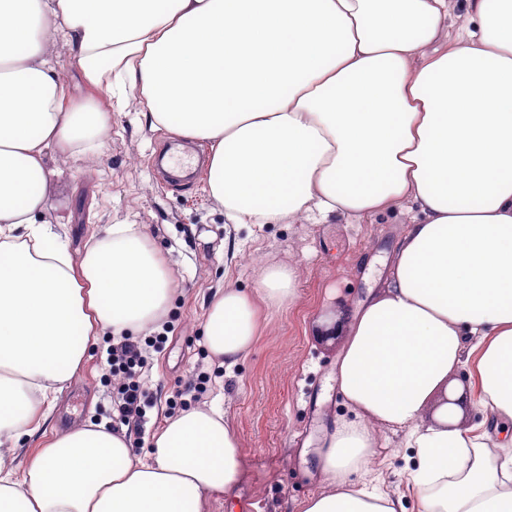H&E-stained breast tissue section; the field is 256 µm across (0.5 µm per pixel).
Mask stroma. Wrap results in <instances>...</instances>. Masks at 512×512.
Instances as JSON below:
<instances>
[{
    "label": "stroma",
    "instance_id": "35a3bbf8",
    "mask_svg": "<svg viewBox=\"0 0 512 512\" xmlns=\"http://www.w3.org/2000/svg\"><path fill=\"white\" fill-rule=\"evenodd\" d=\"M92 160H51L57 168L53 213L66 219L61 232L79 254L107 224L144 225L166 259L176 288L168 311L164 349L147 374L153 396L143 434L130 435L143 456L148 440L167 416V402L194 376L210 372L206 390L187 394L186 404L218 403L241 442L239 476L229 497L209 512H294L295 504L324 484L314 450L327 427L349 411L336 386L340 327L351 312L381 288L409 214L392 211L369 218L331 217L315 223H228L210 198L206 181L188 189H165L151 164L171 134L152 129L140 112L112 113ZM292 264L299 271V298L273 310L268 329L231 372L217 368L205 349L203 321L219 288L253 291L262 264ZM108 336L92 346L81 374L59 392L51 426L64 429L93 420L111 422L113 377ZM401 433L379 435L374 467L385 487L405 490L408 470Z\"/></svg>",
    "mask_w": 512,
    "mask_h": 512
}]
</instances>
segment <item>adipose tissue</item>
Returning <instances> with one entry per match:
<instances>
[{"instance_id": "adipose-tissue-1", "label": "adipose tissue", "mask_w": 512, "mask_h": 512, "mask_svg": "<svg viewBox=\"0 0 512 512\" xmlns=\"http://www.w3.org/2000/svg\"><path fill=\"white\" fill-rule=\"evenodd\" d=\"M465 17L453 34L449 0H0V512H206L242 454L212 404L166 419L144 457L88 420L14 472L99 336L159 330L174 293L145 228L112 225L74 256L54 226L49 159L97 156L110 120L50 67L60 42L116 111L131 88L152 127L209 142L230 223L414 211L347 321L350 415L298 512H406L349 480L374 477L382 428L414 451L420 512H512V0H466ZM297 279L266 264L253 293L217 291L210 356L234 367Z\"/></svg>"}]
</instances>
